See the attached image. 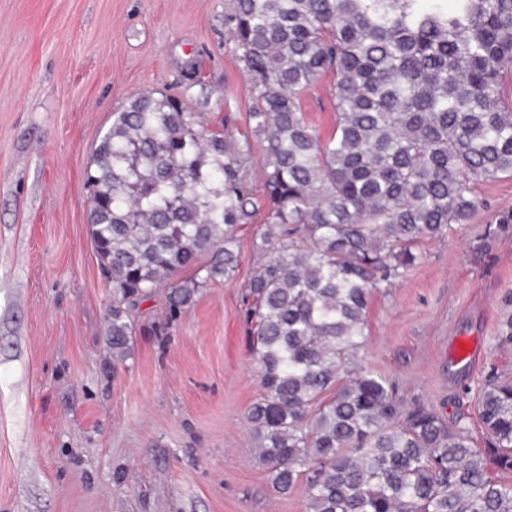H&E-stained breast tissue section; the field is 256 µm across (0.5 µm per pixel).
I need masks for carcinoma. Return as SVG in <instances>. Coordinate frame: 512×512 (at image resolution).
Instances as JSON below:
<instances>
[{
	"instance_id": "carcinoma-1",
	"label": "carcinoma",
	"mask_w": 512,
	"mask_h": 512,
	"mask_svg": "<svg viewBox=\"0 0 512 512\" xmlns=\"http://www.w3.org/2000/svg\"><path fill=\"white\" fill-rule=\"evenodd\" d=\"M224 29L249 133L143 94L112 114L85 172L112 368L157 289L174 321L235 276L238 232L261 211L253 247L267 260L245 319L262 395L247 421L275 491L304 485L307 512H512V485L492 476L512 471L511 379L477 394L479 448L465 416L449 425L405 403L361 363L372 296L416 265L421 241L471 220L475 183L512 177V0H227ZM323 76L327 137L302 109Z\"/></svg>"
}]
</instances>
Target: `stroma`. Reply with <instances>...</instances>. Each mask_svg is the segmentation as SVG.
<instances>
[{"instance_id":"obj_1","label":"stroma","mask_w":512,"mask_h":512,"mask_svg":"<svg viewBox=\"0 0 512 512\" xmlns=\"http://www.w3.org/2000/svg\"><path fill=\"white\" fill-rule=\"evenodd\" d=\"M225 0H0V512H306L277 494L246 418L261 395L242 292L261 256L256 216L239 268L177 321L143 303L131 357L112 370V290L87 224L85 169L113 112L147 92L209 128L247 132L249 86ZM330 78L303 108L335 123ZM477 215L423 241L420 263L373 297L366 357L405 400L464 411L512 377V178L473 187Z\"/></svg>"}]
</instances>
